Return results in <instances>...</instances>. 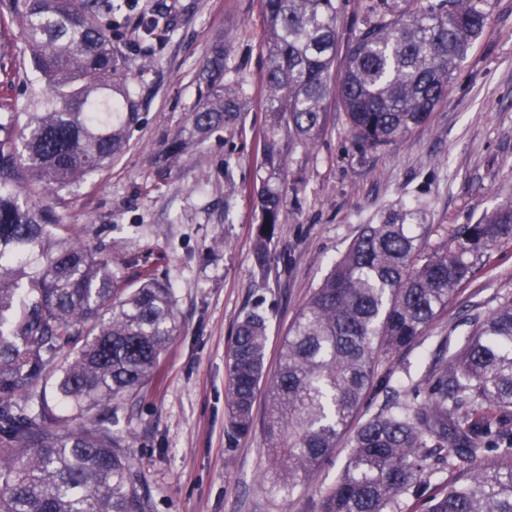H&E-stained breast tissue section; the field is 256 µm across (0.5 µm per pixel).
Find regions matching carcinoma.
<instances>
[{
    "mask_svg": "<svg viewBox=\"0 0 512 512\" xmlns=\"http://www.w3.org/2000/svg\"><path fill=\"white\" fill-rule=\"evenodd\" d=\"M129 0H7L0 41L18 29L29 90L25 112L0 107V512H145L141 484L110 431L65 427L57 407L90 412L139 393L181 329L171 288L151 269L138 287L97 249L75 240L43 201L112 165L137 119L136 65L112 44V15ZM347 0H261L266 111L272 127L307 147L326 126L336 95L346 133L383 150L428 122L482 36L492 0H369L341 63L337 25ZM166 13L139 17L134 31L158 44ZM224 42L200 67L199 133L234 127L238 91L225 83ZM263 215L256 250L268 271L267 240L286 199L278 185L258 191ZM422 210L383 211L336 260L281 342L279 366L265 369L268 314L251 310L227 351L224 408L230 430L254 426L259 395L275 482L292 490L354 430L338 480L309 512H512V298L476 327L409 400L386 399L354 424L364 399L388 386L383 361L417 342L470 281L489 247L512 240V196L473 224L428 242ZM61 353L58 406L33 412L9 397L26 391ZM443 465L454 479L427 494Z\"/></svg>",
    "mask_w": 512,
    "mask_h": 512,
    "instance_id": "1",
    "label": "carcinoma"
}]
</instances>
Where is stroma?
Instances as JSON below:
<instances>
[{"label": "stroma", "instance_id": "stroma-1", "mask_svg": "<svg viewBox=\"0 0 512 512\" xmlns=\"http://www.w3.org/2000/svg\"><path fill=\"white\" fill-rule=\"evenodd\" d=\"M135 9L164 11L172 25L158 47L137 37L132 22L112 20L115 49L138 66V121L109 168L50 203L83 242L111 253L128 287L146 268L167 281L184 328L145 392L113 402L106 421L91 412L70 414L69 423L123 436L143 480L147 512H307L345 466L351 437L340 438L304 485L280 490L261 428L244 436L227 430L225 360L237 323L251 309L268 312L265 366L274 371L282 337L362 225L412 201L436 241L512 194V0H494L486 31L447 99L389 151L353 145L332 97L326 130L313 147L289 144L286 131H272L263 105L259 0H137ZM219 38L230 67L226 78L240 88L241 119L235 129L199 135L192 115L200 62ZM267 139L283 163L286 203L263 276L256 191L270 176ZM177 142L185 150L171 152ZM509 296L512 240L487 249L474 278L420 341L383 362L390 387L426 383L477 319Z\"/></svg>", "mask_w": 512, "mask_h": 512}]
</instances>
